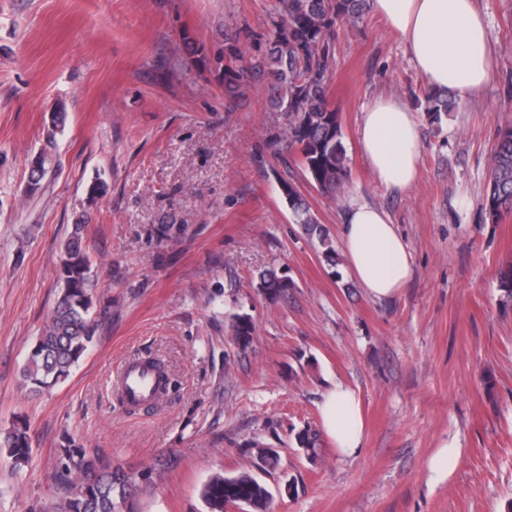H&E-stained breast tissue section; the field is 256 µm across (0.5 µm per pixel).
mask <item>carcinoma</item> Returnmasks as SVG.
Here are the masks:
<instances>
[{
	"label": "carcinoma",
	"mask_w": 512,
	"mask_h": 512,
	"mask_svg": "<svg viewBox=\"0 0 512 512\" xmlns=\"http://www.w3.org/2000/svg\"><path fill=\"white\" fill-rule=\"evenodd\" d=\"M280 22L275 25L265 49L258 50L250 66H224V89L240 94L245 78L266 77L271 102L287 117L288 145L296 152L297 165L308 183L322 196L339 199L350 180L349 158L343 142L340 112L329 99L334 62V40L339 27L359 23L369 10V0H276ZM427 112L438 119L452 101L441 90L425 92ZM55 134H46L38 154L39 168L29 171L28 183L35 189L52 161ZM285 201L294 222L318 241L332 266L339 257L324 225L306 198L290 182H283ZM483 210L492 222L512 213V124L501 128L491 156L483 191ZM85 218L79 216L64 240L60 263V289L36 342L20 369L21 386L40 393L65 381L93 344L99 329L94 288L97 275L84 240ZM257 288L276 298L290 288V281L275 270L258 275ZM234 344L244 350L253 340L255 324L248 315H238L232 324ZM300 448L311 461L318 457L319 435L307 428L298 434ZM0 452L16 467L31 456L29 425L15 420L0 432ZM253 467L269 472L279 465L274 448L256 450ZM62 497L54 512H121L130 494L129 481L121 478L112 462L90 452L73 437L64 438L60 448ZM210 512H226L229 505L244 506L248 512H270L273 494L269 486L251 472L216 474L202 488Z\"/></svg>",
	"instance_id": "carcinoma-1"
}]
</instances>
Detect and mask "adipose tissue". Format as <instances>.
<instances>
[{
  "label": "adipose tissue",
  "instance_id": "1",
  "mask_svg": "<svg viewBox=\"0 0 512 512\" xmlns=\"http://www.w3.org/2000/svg\"><path fill=\"white\" fill-rule=\"evenodd\" d=\"M370 9L402 37L428 87L461 96L479 92L491 79L487 27L475 0H370ZM374 178L404 191L416 181L422 157L418 121L395 96L375 100L357 132ZM343 258L368 296L397 295L411 277L410 253L387 211L364 200L352 201L342 224ZM325 435L345 456L363 445L361 399L337 383L320 403Z\"/></svg>",
  "mask_w": 512,
  "mask_h": 512
}]
</instances>
